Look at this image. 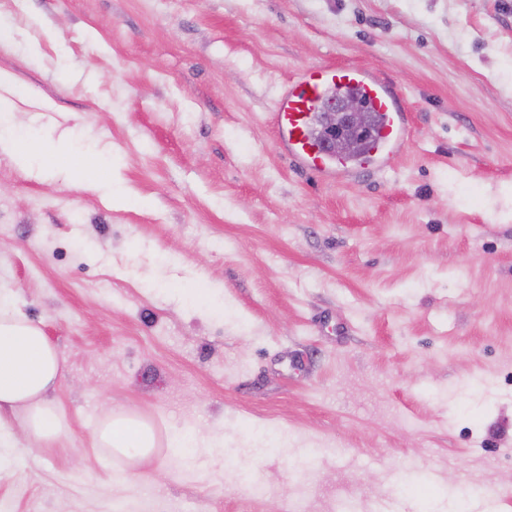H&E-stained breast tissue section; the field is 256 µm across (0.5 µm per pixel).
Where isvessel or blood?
I'll list each match as a JSON object with an SVG mask.
<instances>
[{
  "mask_svg": "<svg viewBox=\"0 0 512 512\" xmlns=\"http://www.w3.org/2000/svg\"><path fill=\"white\" fill-rule=\"evenodd\" d=\"M349 95L365 101L377 116V126L359 154L345 157L326 148L316 123L324 104ZM273 120L289 158L328 181L385 172L408 143V114L398 88L380 73L355 65L316 66L290 79L279 95Z\"/></svg>",
  "mask_w": 512,
  "mask_h": 512,
  "instance_id": "obj_1",
  "label": "vessel or blood"
}]
</instances>
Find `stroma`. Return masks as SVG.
I'll list each match as a JSON object with an SVG mask.
<instances>
[{
  "label": "stroma",
  "instance_id": "1",
  "mask_svg": "<svg viewBox=\"0 0 512 512\" xmlns=\"http://www.w3.org/2000/svg\"><path fill=\"white\" fill-rule=\"evenodd\" d=\"M18 120L0 289L65 363L11 512H512V0H0ZM381 71L390 170L333 182L272 123L302 70ZM112 168V184L80 188ZM164 445L97 447L108 410ZM193 434L192 455L167 447ZM17 106L14 102L0 95V126L2 125V133H0V148L6 153L16 164L22 167H30V161L34 157L42 160V168L50 166L56 159L60 158L64 153V149L59 144L46 141L35 144L34 139H30L19 134L18 125L16 123Z\"/></svg>",
  "mask_w": 512,
  "mask_h": 512
}]
</instances>
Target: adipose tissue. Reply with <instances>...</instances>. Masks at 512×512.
<instances>
[{
	"label": "adipose tissue",
	"mask_w": 512,
	"mask_h": 512,
	"mask_svg": "<svg viewBox=\"0 0 512 512\" xmlns=\"http://www.w3.org/2000/svg\"><path fill=\"white\" fill-rule=\"evenodd\" d=\"M17 107L0 94V151L16 164L28 166L32 158H40L50 166L63 154L59 144L35 143L19 134ZM12 293L0 289V465L13 464L6 448L12 447L16 435L13 417H20L24 433L35 442L46 445L64 430L62 413L46 398L61 380L65 365L43 330L28 319L11 311ZM100 447L118 452L132 461L149 457L159 446L154 426L135 414L110 411L95 430Z\"/></svg>",
	"instance_id": "obj_1"
}]
</instances>
